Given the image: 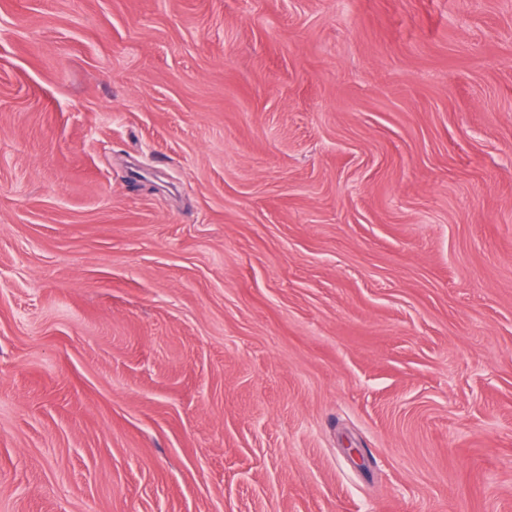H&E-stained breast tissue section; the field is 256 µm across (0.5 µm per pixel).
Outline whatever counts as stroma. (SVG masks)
<instances>
[{
  "mask_svg": "<svg viewBox=\"0 0 512 512\" xmlns=\"http://www.w3.org/2000/svg\"><path fill=\"white\" fill-rule=\"evenodd\" d=\"M0 512H512V0H0Z\"/></svg>",
  "mask_w": 512,
  "mask_h": 512,
  "instance_id": "obj_1",
  "label": "stroma"
}]
</instances>
